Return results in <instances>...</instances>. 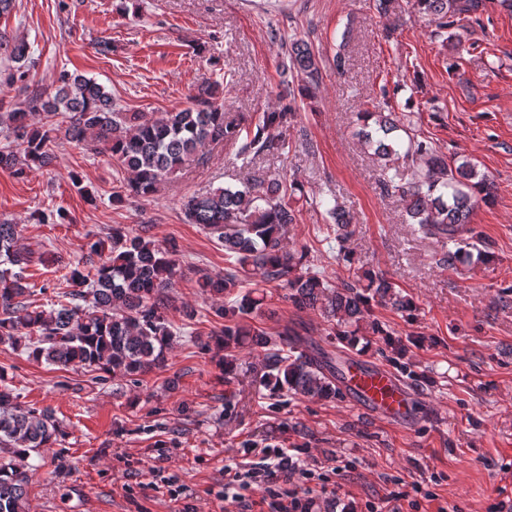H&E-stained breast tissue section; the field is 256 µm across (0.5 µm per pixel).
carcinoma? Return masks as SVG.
Returning a JSON list of instances; mask_svg holds the SVG:
<instances>
[{"instance_id":"1","label":"carcinoma","mask_w":512,"mask_h":512,"mask_svg":"<svg viewBox=\"0 0 512 512\" xmlns=\"http://www.w3.org/2000/svg\"><path fill=\"white\" fill-rule=\"evenodd\" d=\"M417 9L447 31L459 23H480L486 0H414ZM0 51L11 65L3 70V81L16 83L26 77L31 63L29 44L0 32ZM283 69L304 75L310 92L319 79V60L303 41L290 39ZM69 114L65 134L91 150L104 147L127 173L126 197H150L169 175L196 157L208 144L237 147L236 158L245 164L260 157L281 155L286 148L285 132L294 117V99L278 112H265L258 122L247 124L224 112V92L219 85L208 87L186 107L173 112L146 116L122 112L112 96L95 80L82 74L64 73L50 91L34 90L21 103L0 97V125L22 140L18 151H0V165L15 169L44 166L49 161L48 143L55 128L34 127L31 119L42 114L52 117ZM358 131L362 143L380 160H387L403 149V157L417 163L406 178L383 171L384 190L405 203L408 221L422 234L443 243L454 242L480 202L490 201L489 182L477 166L464 160H448L433 143L418 138L414 128L401 122L394 112H366ZM303 192L295 177L254 181L241 189L219 187L204 195H193L183 203L188 223L199 224L217 235L230 261L222 276L199 280L202 292L230 295L245 284L259 288L276 283L286 290L285 298L299 310L319 312L336 326V335L385 336L378 322L371 319L376 305H391L409 312L412 301L395 289L382 273L367 275L366 284H331L312 272L305 252L295 255L281 248L285 228L296 223V210L290 198ZM335 226L338 255L350 261L345 243L351 234L353 218L339 204L327 207ZM18 225L0 224V258L10 267L0 269V342L31 351L36 359L60 366L100 370L112 376L133 378L165 364L175 339L165 316L171 305L166 289L179 269L178 250L171 244L162 248L141 234H130L121 227L87 243L83 266L70 269L67 281L72 290L64 293L57 307L34 308L25 301L28 287L23 273L32 254L17 248ZM478 240L443 253L440 262L453 268L471 259H486L489 252ZM95 272L92 288L89 272ZM264 295L250 291L230 306L213 308V315L224 322L218 343L224 348L248 346L266 351L264 386L283 396L337 399L344 395L336 375L332 354L319 349L308 353L294 339L298 331L285 327L276 339L253 327L247 317L262 314ZM391 362L405 375L414 376L403 361L408 345L400 337L387 339ZM61 434L59 422L49 409H38L19 402L0 373V512H26L30 482L28 458L41 455Z\"/></svg>"}]
</instances>
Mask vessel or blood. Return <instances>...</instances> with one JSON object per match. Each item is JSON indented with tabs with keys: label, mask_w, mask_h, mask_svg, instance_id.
Returning a JSON list of instances; mask_svg holds the SVG:
<instances>
[{
	"label": "vessel or blood",
	"mask_w": 512,
	"mask_h": 512,
	"mask_svg": "<svg viewBox=\"0 0 512 512\" xmlns=\"http://www.w3.org/2000/svg\"><path fill=\"white\" fill-rule=\"evenodd\" d=\"M341 387L382 418L402 419L412 408L407 387L395 375L381 367L365 368L355 358L350 361Z\"/></svg>",
	"instance_id": "1"
}]
</instances>
